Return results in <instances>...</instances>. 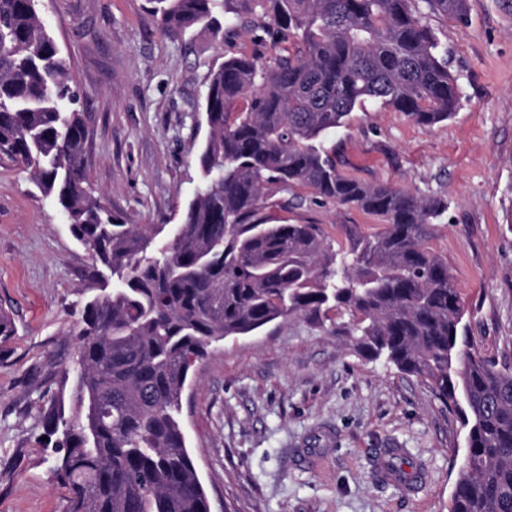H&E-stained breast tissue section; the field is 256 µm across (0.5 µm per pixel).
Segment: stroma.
Returning <instances> with one entry per match:
<instances>
[{
    "mask_svg": "<svg viewBox=\"0 0 512 512\" xmlns=\"http://www.w3.org/2000/svg\"><path fill=\"white\" fill-rule=\"evenodd\" d=\"M418 8L448 47L455 115L422 127L371 101L325 146L346 176L447 203L427 245L448 265L475 349L512 368V0H467L462 23L425 0ZM40 9L89 115L95 196L130 224H180L198 182L210 70L273 48L253 27L169 35L148 0ZM292 194L299 204L271 208L275 223L320 224L335 245L342 225L380 227L310 189ZM92 272L54 202L0 159V308L18 329L0 351V512L67 510L39 416L72 357ZM183 425L211 512H449L465 452L461 419L427 386L302 317L211 347L184 394ZM392 448L412 489L381 473Z\"/></svg>",
    "mask_w": 512,
    "mask_h": 512,
    "instance_id": "35a3bbf8",
    "label": "stroma"
}]
</instances>
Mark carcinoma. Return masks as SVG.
I'll return each instance as SVG.
<instances>
[{
	"label": "carcinoma",
	"instance_id": "carcinoma-1",
	"mask_svg": "<svg viewBox=\"0 0 512 512\" xmlns=\"http://www.w3.org/2000/svg\"><path fill=\"white\" fill-rule=\"evenodd\" d=\"M33 2L0 0V155L96 261L76 359L40 415L67 512H209L180 420L192 368L214 342L342 312L336 332L418 378L468 428L451 512H512V370L473 348L448 264L425 246L447 205L346 177L325 147L367 101L423 127L459 108L448 50L415 0H151L174 35L248 20L279 49L211 70L199 183L173 231L126 224L93 194L87 115ZM424 2L465 19L466 0ZM269 185L309 187L384 227L343 224L335 249L320 224L269 223ZM16 334L1 309L0 343Z\"/></svg>",
	"mask_w": 512,
	"mask_h": 512
}]
</instances>
